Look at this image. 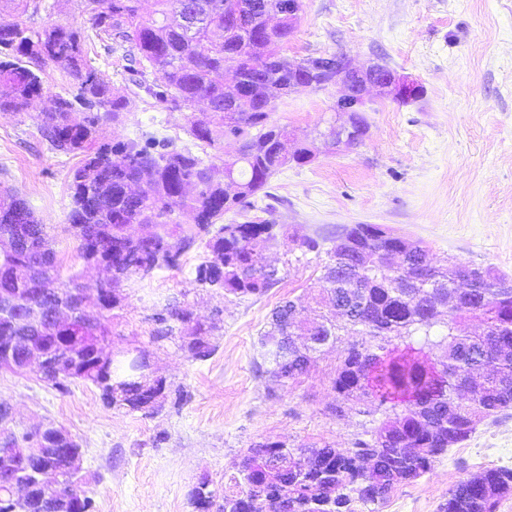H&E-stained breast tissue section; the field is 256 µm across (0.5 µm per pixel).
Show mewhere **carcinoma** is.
Returning <instances> with one entry per match:
<instances>
[{"instance_id":"carcinoma-1","label":"carcinoma","mask_w":512,"mask_h":512,"mask_svg":"<svg viewBox=\"0 0 512 512\" xmlns=\"http://www.w3.org/2000/svg\"><path fill=\"white\" fill-rule=\"evenodd\" d=\"M83 2L95 33L130 44L140 60L161 74V83L145 86L148 95L189 109L208 103L207 110L187 117V133L202 149L213 151V160L206 162L188 148L164 145L158 150L101 139L103 127L121 122L133 100L115 93L110 81L87 66L80 33L65 25L35 30L14 22L0 27V85L8 88L0 92V111L22 112L41 95V72L49 64L61 67L74 86L73 97H57L55 111L41 114L40 130L55 149L85 153L72 175L69 221L84 260L112 267V307L120 303L118 291L130 276L177 268L181 256L197 244L206 253L196 267L198 285L236 297L266 294L279 282L278 271L251 242L272 237L274 225L222 220L252 205L250 198L265 190L288 158L305 163L302 143L286 153L288 131L270 122L271 102L299 84L331 83L336 71L330 64L337 55L321 58L326 66L312 68L316 75L311 76L283 53L297 28L288 24V11L282 8L287 0H152L148 20L141 15L145 0ZM267 10L281 12L272 26L262 20ZM171 14L198 26L189 33L183 23L169 22ZM228 69L236 74L230 85L217 79ZM229 134L238 138L240 149L236 159L226 161L221 150ZM184 208L195 212L194 223L174 218ZM130 224L143 225L145 232L127 234ZM19 228L24 245L0 255V290L18 289L23 296L51 288L65 294L68 285L58 282L57 253L46 225L13 191L9 212L0 215V235ZM343 238L376 250L395 246L374 224L347 225L336 231V239ZM327 256L321 295L327 307L340 304L342 310L307 322L291 316L294 301L279 302L261 338L267 373L295 381L308 372L315 353L356 330L363 351L353 345L344 350L333 389L345 402L357 400L354 393L360 390L381 405L391 404L390 413L352 449L326 443L301 447L311 457L299 478L290 466L280 470L278 483L267 486L264 467L249 472L238 465L235 490L223 497L237 504L234 512H260L261 490L271 512H279L276 501L282 497L288 512H379L396 487L414 482L437 457L471 437L476 426L470 417L482 421L512 408L511 278L484 268L463 304L442 318L437 306L457 291L470 264L450 258L436 266L434 276L418 284L416 300L386 266L359 270L354 255L336 244ZM470 318L487 322L493 335H457L458 323ZM211 332L199 322L191 327L193 358L206 360L214 353ZM108 335L104 323L91 325L75 315L63 339L50 342V349L57 354L79 348L84 360L74 373L48 385L65 391L71 381L88 382L98 389L103 406L145 416L153 414V393L172 395L174 404L181 403V392L171 391L164 379L152 387L126 379L115 387L117 369L102 362L96 350L97 337ZM287 336L310 341L293 348ZM412 336L424 337L425 345L439 346L443 354L432 363L421 350L400 353L393 346L394 340ZM52 468L60 471V491L75 492V512H90L91 499L85 490L73 488L63 462L54 461ZM511 494L512 468L482 469L454 485L440 512H496Z\"/></svg>"}]
</instances>
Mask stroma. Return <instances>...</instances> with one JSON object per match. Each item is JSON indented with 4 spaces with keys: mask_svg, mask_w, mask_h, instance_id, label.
<instances>
[{
    "mask_svg": "<svg viewBox=\"0 0 512 512\" xmlns=\"http://www.w3.org/2000/svg\"><path fill=\"white\" fill-rule=\"evenodd\" d=\"M19 19L36 29L61 23L89 33L86 61L117 93L161 81L157 70L136 61L130 45L91 34L82 0H41L38 12L23 15L0 8L1 23ZM285 53L295 60L341 53L359 67L386 64L423 92L405 103L374 98L365 138L341 151L322 137L336 121L338 87H306L276 102L272 123L311 145L316 157L288 164L270 178L267 195L254 200L253 215L275 226L262 250L280 281L265 295L200 287L198 248L180 268L147 280L130 277L113 310L89 302L88 313L111 329L113 350L146 352L157 376L182 391L180 405L165 403L147 417L104 407L88 383L72 382L63 394L35 370L0 371V400L12 405L17 432L51 423L79 441L92 512H194L190 490L204 479L219 493L232 488L236 462L255 443L349 449L384 418L363 400L346 403L343 415L334 411L336 368L360 334L324 349L298 381L280 384L266 373L260 338L270 313L288 298L315 310L337 229L376 224L421 243L437 262L452 257L512 277V0H303ZM43 86L26 111L0 112V186L18 190L46 224L60 281L75 277L90 285L97 274L80 258L68 221L70 174L81 157L53 149L38 119L74 87L53 66ZM188 114L144 94L104 136L192 149ZM303 239L316 240L318 249H298ZM175 304L212 326L215 351L208 359L183 349L179 323L175 336L153 341V315ZM496 466L512 467V408L481 422L470 440L416 481L398 486L380 512H439L458 480Z\"/></svg>",
    "mask_w": 512,
    "mask_h": 512,
    "instance_id": "obj_1",
    "label": "stroma"
}]
</instances>
